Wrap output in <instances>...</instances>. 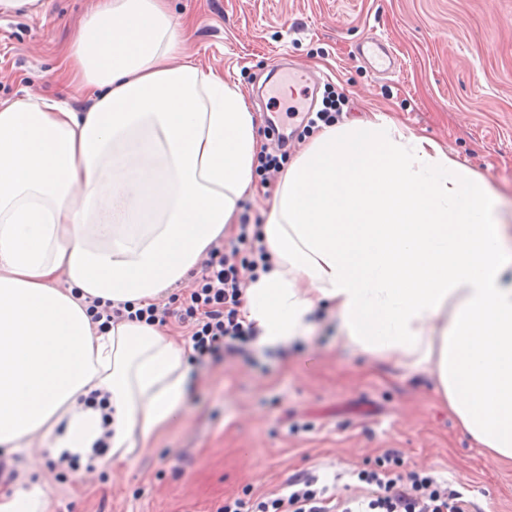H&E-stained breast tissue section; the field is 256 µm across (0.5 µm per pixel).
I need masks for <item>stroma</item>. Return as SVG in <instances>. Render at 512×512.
Instances as JSON below:
<instances>
[{
  "mask_svg": "<svg viewBox=\"0 0 512 512\" xmlns=\"http://www.w3.org/2000/svg\"><path fill=\"white\" fill-rule=\"evenodd\" d=\"M44 3L37 13H0V98L62 94L85 109L53 75L91 0ZM172 8L194 21L195 65L248 94L269 150L278 141L268 123L289 97L270 74L289 62L307 70L315 102L344 96L340 121L387 115L512 198V0H172ZM372 34L395 52L396 70L376 72L356 53ZM254 178L264 192L242 197L241 224L267 223L283 175ZM313 323L312 336L288 348L253 344L196 368L188 419L125 459L54 470L45 451L32 473L26 450L16 451L17 487L41 483L51 512H217L225 498L270 495L300 474L345 499L361 491L349 471L393 453L404 470L462 483L474 512H512V463L463 434L427 372L353 351L323 308Z\"/></svg>",
  "mask_w": 512,
  "mask_h": 512,
  "instance_id": "stroma-1",
  "label": "stroma"
}]
</instances>
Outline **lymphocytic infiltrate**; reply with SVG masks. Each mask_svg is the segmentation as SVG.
Listing matches in <instances>:
<instances>
[{"instance_id": "1", "label": "lymphocytic infiltrate", "mask_w": 512, "mask_h": 512, "mask_svg": "<svg viewBox=\"0 0 512 512\" xmlns=\"http://www.w3.org/2000/svg\"><path fill=\"white\" fill-rule=\"evenodd\" d=\"M252 266L267 265L269 256L255 225L238 227L231 247L213 245L196 276L197 286L179 307L151 303L141 308L128 303L101 304L92 299L88 311L93 321L116 324L142 321L166 326L178 319L189 330L195 364L216 361L224 354L242 350L256 341L258 331L239 310L245 285L238 275L240 257ZM400 461L385 457L376 467L358 471L359 481L369 485L368 494L344 501L340 510L330 507L327 487L316 476L287 480L276 497L225 500L220 512H468L466 490L454 483L415 471L402 473Z\"/></svg>"}]
</instances>
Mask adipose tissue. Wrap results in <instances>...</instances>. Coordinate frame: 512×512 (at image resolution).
Instances as JSON below:
<instances>
[{"mask_svg":"<svg viewBox=\"0 0 512 512\" xmlns=\"http://www.w3.org/2000/svg\"><path fill=\"white\" fill-rule=\"evenodd\" d=\"M168 0H94L62 63L90 101L0 100V447L125 458L185 420L183 348L98 330L86 298L146 304L231 234L260 144L244 93L173 65ZM497 192L384 115L323 127L262 229L244 293L261 345L307 337L326 302L346 342L434 378L461 429L512 460V234Z\"/></svg>","mask_w":512,"mask_h":512,"instance_id":"ef3b65f1","label":"adipose tissue"}]
</instances>
